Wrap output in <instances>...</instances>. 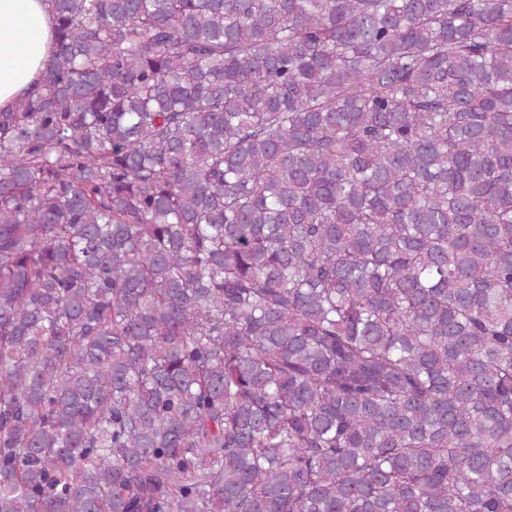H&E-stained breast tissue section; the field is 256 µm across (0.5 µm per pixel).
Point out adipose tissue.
Returning a JSON list of instances; mask_svg holds the SVG:
<instances>
[{"instance_id":"obj_1","label":"adipose tissue","mask_w":512,"mask_h":512,"mask_svg":"<svg viewBox=\"0 0 512 512\" xmlns=\"http://www.w3.org/2000/svg\"><path fill=\"white\" fill-rule=\"evenodd\" d=\"M53 35L46 0H0V108L13 105L38 78Z\"/></svg>"}]
</instances>
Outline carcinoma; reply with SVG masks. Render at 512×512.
I'll return each mask as SVG.
<instances>
[{"instance_id":"cac0c4a2","label":"carcinoma","mask_w":512,"mask_h":512,"mask_svg":"<svg viewBox=\"0 0 512 512\" xmlns=\"http://www.w3.org/2000/svg\"><path fill=\"white\" fill-rule=\"evenodd\" d=\"M47 2L0 512H512V0Z\"/></svg>"}]
</instances>
